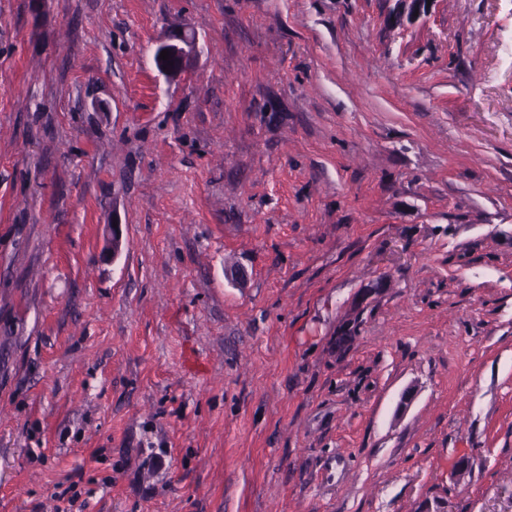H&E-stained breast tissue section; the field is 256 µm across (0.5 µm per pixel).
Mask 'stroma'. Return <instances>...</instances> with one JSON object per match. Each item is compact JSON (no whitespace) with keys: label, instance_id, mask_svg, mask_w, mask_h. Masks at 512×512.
<instances>
[{"label":"stroma","instance_id":"1","mask_svg":"<svg viewBox=\"0 0 512 512\" xmlns=\"http://www.w3.org/2000/svg\"><path fill=\"white\" fill-rule=\"evenodd\" d=\"M509 45L512 0H0V512H512Z\"/></svg>","mask_w":512,"mask_h":512}]
</instances>
